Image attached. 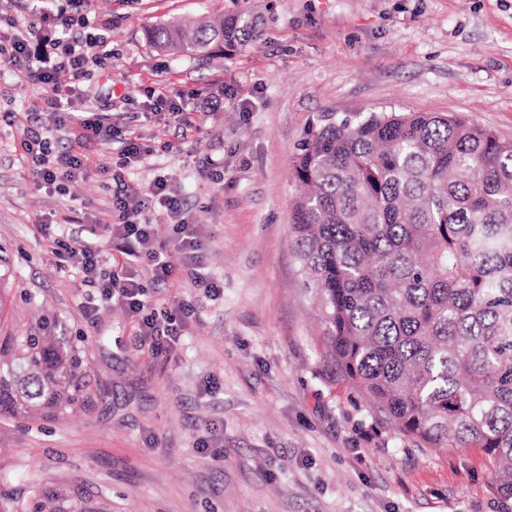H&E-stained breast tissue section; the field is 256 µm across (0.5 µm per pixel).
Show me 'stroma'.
<instances>
[{
    "label": "stroma",
    "mask_w": 512,
    "mask_h": 512,
    "mask_svg": "<svg viewBox=\"0 0 512 512\" xmlns=\"http://www.w3.org/2000/svg\"><path fill=\"white\" fill-rule=\"evenodd\" d=\"M44 0H0V35ZM106 28L108 59L46 115L54 150L73 144L77 116L110 109L147 154L120 169L95 142L62 189L38 188L23 162L26 117L45 86L0 74V320L17 327L28 290L87 339L94 403L47 422L0 417V494L23 501L66 484L102 495L108 512H501L484 455L438 453L405 436L347 385L325 356L323 328L290 245L301 187L293 160L328 114L454 113L512 140V0H87ZM261 14L253 45L172 56L144 38L158 21ZM220 98L180 133L144 110V90ZM200 226L207 297L184 275L149 290L157 312L190 301L182 347L153 355L133 342L116 303L88 324L97 298L56 240L80 221L102 274L119 257L103 227L118 221L112 172L144 189L156 170ZM217 431L222 458L199 453Z\"/></svg>",
    "instance_id": "stroma-1"
}]
</instances>
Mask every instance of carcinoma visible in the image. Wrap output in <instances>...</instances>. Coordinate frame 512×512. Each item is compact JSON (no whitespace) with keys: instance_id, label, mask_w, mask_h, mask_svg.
<instances>
[{"instance_id":"cac0c4a2","label":"carcinoma","mask_w":512,"mask_h":512,"mask_svg":"<svg viewBox=\"0 0 512 512\" xmlns=\"http://www.w3.org/2000/svg\"><path fill=\"white\" fill-rule=\"evenodd\" d=\"M250 12L159 22L173 55L245 47ZM290 225L328 360L424 448H476L512 512V141L437 112L331 114L295 156ZM0 328V416L56 420L92 403L85 337L40 305ZM25 512H106L90 494L42 489Z\"/></svg>"}]
</instances>
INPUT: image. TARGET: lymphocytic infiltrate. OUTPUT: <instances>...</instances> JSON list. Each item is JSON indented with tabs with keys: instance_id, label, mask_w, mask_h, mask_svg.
Returning <instances> with one entry per match:
<instances>
[{
	"instance_id": "f902f5d3",
	"label": "lymphocytic infiltrate",
	"mask_w": 512,
	"mask_h": 512,
	"mask_svg": "<svg viewBox=\"0 0 512 512\" xmlns=\"http://www.w3.org/2000/svg\"><path fill=\"white\" fill-rule=\"evenodd\" d=\"M90 27L88 14L79 12L68 16L60 37L50 46L38 48L34 45V23L18 22L10 37L0 40V56L22 76L51 86L53 95L46 105L53 110L64 92L57 83L59 74L67 72L72 79H79L86 74L89 64L100 58L105 37L91 32ZM23 152L37 184L47 189L71 178L86 160L77 145L60 155H52L47 129L36 114L30 116L24 130ZM158 206L175 219V236L166 245L159 243L158 229L150 216L152 208ZM113 207L118 221L104 225L103 231L122 260L111 276L101 278L97 254L78 237H71L67 246L69 258L81 266L85 284L98 290L99 300L85 305V317L88 322H95L100 304L118 303L133 318L141 346L155 354L174 350L184 334L185 317L192 307L182 302L175 312L158 314L147 297L146 287L151 284L164 288L173 279L174 269L165 255L170 247L184 254L186 267L197 286L207 294H218V286L199 271L200 228L193 218L186 216L181 200L169 192L168 179L163 174L155 175L144 191L120 182L113 192Z\"/></svg>"
}]
</instances>
